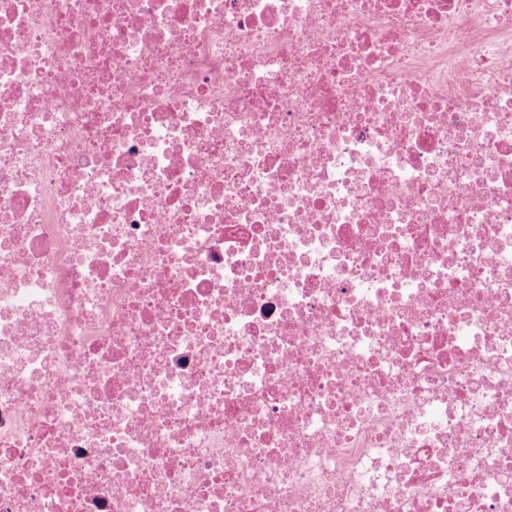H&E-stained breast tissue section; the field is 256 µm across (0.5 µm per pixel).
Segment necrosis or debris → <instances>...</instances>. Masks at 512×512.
Instances as JSON below:
<instances>
[{
  "label": "necrosis or debris",
  "mask_w": 512,
  "mask_h": 512,
  "mask_svg": "<svg viewBox=\"0 0 512 512\" xmlns=\"http://www.w3.org/2000/svg\"><path fill=\"white\" fill-rule=\"evenodd\" d=\"M512 0H0V512H512Z\"/></svg>",
  "instance_id": "4bbe7bcc"
}]
</instances>
